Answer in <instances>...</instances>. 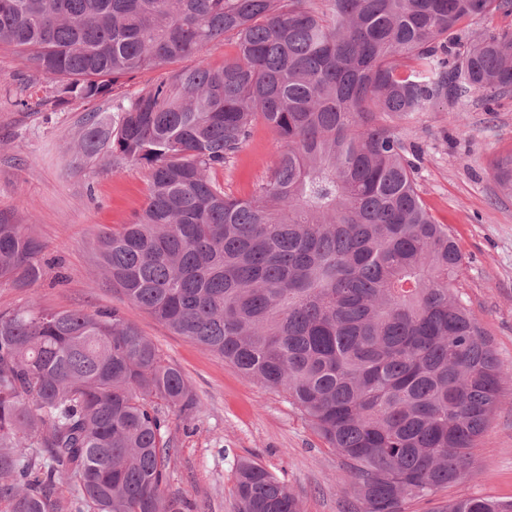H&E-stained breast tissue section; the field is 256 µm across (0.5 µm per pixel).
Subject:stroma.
<instances>
[{
  "instance_id": "stroma-1",
  "label": "stroma",
  "mask_w": 512,
  "mask_h": 512,
  "mask_svg": "<svg viewBox=\"0 0 512 512\" xmlns=\"http://www.w3.org/2000/svg\"><path fill=\"white\" fill-rule=\"evenodd\" d=\"M456 109L459 124L443 107L389 123L412 156L425 207L450 227L464 256L454 288L479 314L499 361L512 368V195L493 173L495 162L512 154V89L491 103L472 96ZM111 112L108 97L55 104L51 80L31 75L12 48L0 47V218L31 225L47 262L30 287L0 282V310L32 301L54 310L113 309L181 369L200 410L189 420L170 419L175 455L165 490L183 499L187 512H236L235 464L243 457L286 483L303 512H344L335 450L283 393L174 334L115 290L90 288V242L100 228L127 223L148 193L139 166L116 169L102 158L73 155L88 115ZM280 149L270 129L257 124L234 162L211 177L229 195L248 197ZM472 496L512 500V383L472 451L467 475L405 512H442L449 500Z\"/></svg>"
}]
</instances>
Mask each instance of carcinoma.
<instances>
[{"mask_svg": "<svg viewBox=\"0 0 512 512\" xmlns=\"http://www.w3.org/2000/svg\"><path fill=\"white\" fill-rule=\"evenodd\" d=\"M498 12L512 0H0V45L61 105L163 70L75 146L149 178L130 222L96 234L92 284L286 393L341 459L347 512H404L457 483L512 380L453 291L463 255L386 122L512 89V29L468 34ZM224 36V65L172 67ZM259 120L285 149L253 196H230L209 172ZM494 176L512 191V155ZM43 256L30 228L0 221V279L31 286ZM198 411L183 372L117 312L0 311L6 512H183L164 489L168 417ZM235 495L238 512H301L252 460Z\"/></svg>", "mask_w": 512, "mask_h": 512, "instance_id": "1", "label": "carcinoma"}]
</instances>
